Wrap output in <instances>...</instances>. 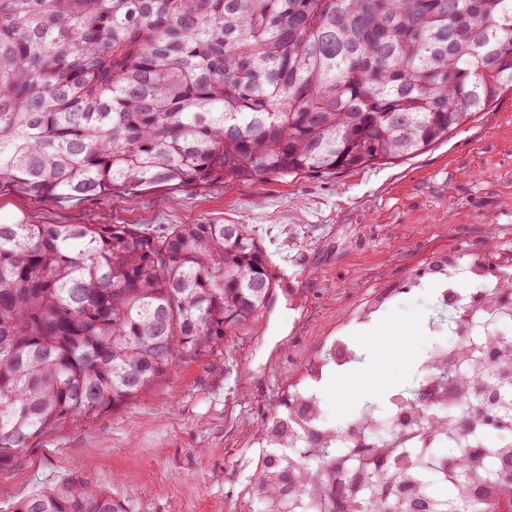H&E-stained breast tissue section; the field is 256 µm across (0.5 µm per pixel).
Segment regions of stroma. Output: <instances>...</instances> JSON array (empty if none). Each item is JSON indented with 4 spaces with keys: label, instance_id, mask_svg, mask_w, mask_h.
<instances>
[{
    "label": "stroma",
    "instance_id": "35a3bbf8",
    "mask_svg": "<svg viewBox=\"0 0 512 512\" xmlns=\"http://www.w3.org/2000/svg\"><path fill=\"white\" fill-rule=\"evenodd\" d=\"M244 224L273 262L270 309L222 353L176 366L133 405L46 431L0 470V512L76 479L127 512H236L260 450L254 431L329 340L373 295L389 308L354 343L366 359L323 384L328 424L361 408L356 390L408 385L425 354L430 268L448 248L499 251L512 239V92L451 139L392 164L342 172L184 187L83 200L0 195V222Z\"/></svg>",
    "mask_w": 512,
    "mask_h": 512
}]
</instances>
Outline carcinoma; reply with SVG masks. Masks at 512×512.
I'll return each mask as SVG.
<instances>
[{"label":"carcinoma","instance_id":"carcinoma-1","mask_svg":"<svg viewBox=\"0 0 512 512\" xmlns=\"http://www.w3.org/2000/svg\"><path fill=\"white\" fill-rule=\"evenodd\" d=\"M512 90V0H0V193L35 201L395 163ZM276 276L245 224H0V468L52 427L135 403L224 349L269 308ZM286 416L239 505L330 493L336 449L284 451ZM385 469L424 479L411 448ZM487 468L512 463L488 449ZM482 466L459 461L464 491ZM402 512L459 499L399 495ZM11 512H126L72 481Z\"/></svg>","mask_w":512,"mask_h":512}]
</instances>
